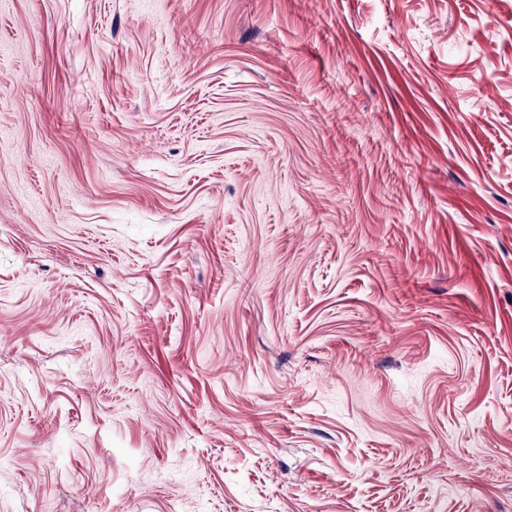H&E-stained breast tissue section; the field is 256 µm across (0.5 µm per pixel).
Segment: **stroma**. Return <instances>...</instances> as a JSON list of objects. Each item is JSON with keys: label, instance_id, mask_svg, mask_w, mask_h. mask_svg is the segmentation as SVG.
Instances as JSON below:
<instances>
[{"label": "stroma", "instance_id": "stroma-1", "mask_svg": "<svg viewBox=\"0 0 512 512\" xmlns=\"http://www.w3.org/2000/svg\"><path fill=\"white\" fill-rule=\"evenodd\" d=\"M0 512H512V0H0Z\"/></svg>", "mask_w": 512, "mask_h": 512}]
</instances>
